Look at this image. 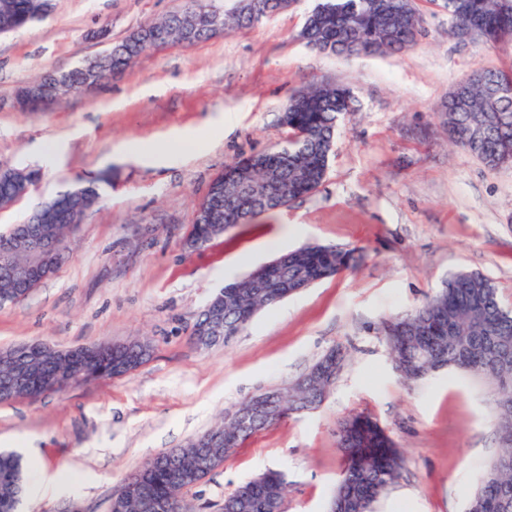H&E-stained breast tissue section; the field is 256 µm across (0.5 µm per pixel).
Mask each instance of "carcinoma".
Segmentation results:
<instances>
[{"label":"carcinoma","mask_w":512,"mask_h":512,"mask_svg":"<svg viewBox=\"0 0 512 512\" xmlns=\"http://www.w3.org/2000/svg\"><path fill=\"white\" fill-rule=\"evenodd\" d=\"M376 0H320L311 11V36L331 45L330 53L346 57L402 51L412 46L421 34L424 19L415 0H396L398 9L382 14ZM448 17L463 14L479 21L483 36L479 43L496 47L512 38V0H444ZM221 7L220 0H200L191 32L180 12L151 23L150 32L159 46L168 43L195 44L212 37L205 16ZM265 13L242 15L224 10V32L251 26ZM43 17L42 0H0V31H17ZM143 53L141 34L134 31L102 56L115 65L130 66ZM353 96L342 86L320 82L303 89L288 100V117L281 118L288 128L285 141L277 145L285 164L269 193L257 186L253 194L239 186L243 160L228 165L230 172L217 184L222 195L234 198L235 205L224 209V223L236 224L251 212L258 214L285 207L289 202L315 192L325 180L333 136L342 115L352 111ZM443 115L453 143L479 158L486 167L496 169L512 164V71L476 68L468 73L448 95ZM26 179L20 172L0 178V199L12 202L17 182ZM64 202L59 214L48 215L37 209L24 224L0 234V243L23 235L32 224H46L52 233L62 234L73 223L74 215L86 202L99 197L97 188L88 185L61 192ZM354 250L307 244L288 253V280L305 276L324 280L348 268ZM18 284L0 275V305L19 300ZM274 304L270 296H258L249 288L224 289V328L246 325L259 311ZM390 324L400 328L404 340L390 347V355L400 376L407 382L425 378L448 367L465 371L487 382L495 405L502 458L499 467L486 465L481 483L468 503V512H512V311L505 309L493 281L474 270H459L446 279L442 288L409 315ZM292 391L288 405L277 420L298 413L306 399L320 395L314 378L303 376L288 384ZM340 427L338 435L345 462L333 499L336 512H372L373 503L391 489L401 476L405 457L377 421L354 414ZM197 438L183 447L158 454L125 479L145 482V499L134 497L127 512H151L174 500V512H197L186 498L195 482L211 474L200 472L195 479L178 481L181 473L195 468ZM288 480L280 471L261 474L257 484L248 481L226 498L234 512H279ZM24 492V463L13 452L0 453V512H17Z\"/></svg>","instance_id":"1"}]
</instances>
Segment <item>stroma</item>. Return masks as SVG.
I'll return each mask as SVG.
<instances>
[{"label":"stroma","mask_w":512,"mask_h":512,"mask_svg":"<svg viewBox=\"0 0 512 512\" xmlns=\"http://www.w3.org/2000/svg\"><path fill=\"white\" fill-rule=\"evenodd\" d=\"M182 0H51L45 16L0 35V165L40 181L0 210V231L56 193L97 182L100 200L64 238V259L27 298L0 306V348H61L148 338L131 374L0 404V451L27 447L20 512H108L123 478L182 447L242 400L288 385L320 356L347 358L325 402L249 438L192 488L222 504L240 483L286 473L284 512H329L342 470L336 431L376 419L406 456L374 512H466L497 452L488 386L458 370L416 384L390 358L386 319L466 268L512 308V165L492 170L448 140L439 111L472 69L512 70V41L460 44L442 0H416L426 23L393 54L325 55L299 39L314 0L193 45L143 53L97 88L26 112L18 89L67 71L178 10ZM350 88L330 166L313 194L239 224L205 247L182 239L213 178L284 141L289 97L317 82ZM281 235L279 249L266 248ZM306 243L354 250L355 264L262 310L228 343L191 330L224 285Z\"/></svg>","instance_id":"obj_1"}]
</instances>
